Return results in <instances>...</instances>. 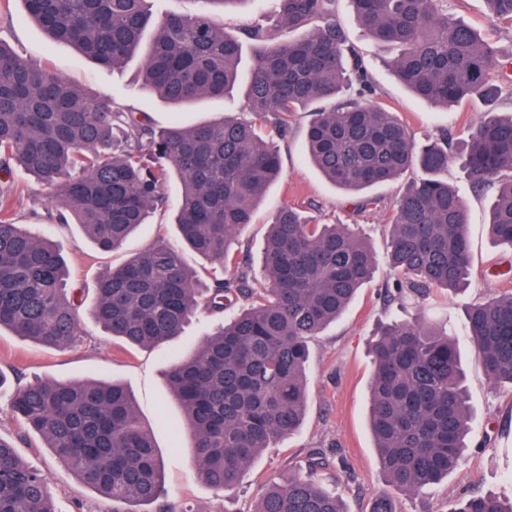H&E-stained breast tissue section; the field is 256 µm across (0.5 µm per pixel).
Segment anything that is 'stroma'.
<instances>
[{
	"label": "stroma",
	"instance_id": "obj_1",
	"mask_svg": "<svg viewBox=\"0 0 512 512\" xmlns=\"http://www.w3.org/2000/svg\"><path fill=\"white\" fill-rule=\"evenodd\" d=\"M448 7L480 31L512 74V27L490 23L483 0H448ZM336 21L364 57L377 101L396 112L416 141L448 131L460 145L484 112L512 115V95L507 93L491 108L478 99L448 109L423 103L396 78L392 67L395 50L380 46L364 32L349 0H338ZM0 39L32 63L52 68L84 90L135 107L159 126L174 120L192 123L222 114L247 115L245 99L238 93L190 107L163 102L142 87L138 63L113 71L98 67L72 47L49 39L28 19L22 0H0ZM310 121V113H296L287 138L278 140L283 177L270 187L253 224L238 236L237 250L247 256L252 272H260L269 217L281 207L293 206L322 223L350 225L371 244L377 265L371 281L361 288L349 309L311 343L308 406L299 431L265 449L237 486L220 491L198 479L183 413L165 384L166 370L197 347L213 328V319L200 314L167 347L126 348L112 342L89 313L88 304L100 275L145 249L158 233L175 237L172 209L156 210L121 249L102 253L79 225L52 222L48 214L53 205L46 192L34 178L16 174L21 191L16 206L18 223L57 244L72 282L84 290L85 304L79 309L84 340L71 349L56 351L1 330L0 371L27 382L104 378L122 383L141 418L154 427L165 472L159 501L172 512H182L186 507L191 512H254L267 484L286 480L291 472L305 471L310 453L316 450L330 460L321 479L342 496L347 512H369L372 498L389 489L369 426L373 371L369 342L382 323L392 319L410 321L422 314L445 330L460 350L472 430L463 466L419 493L397 494L398 512H448L453 501L472 493L492 492L503 500H512V384H495L487 379L473 353L466 322L467 307L485 300L492 291H512V245L494 239L488 226L493 191L473 188L460 163L449 166L448 181L462 197L468 215L471 272L467 289L452 297L437 293L419 306L389 301L395 279L386 259L393 204L416 173L411 170L406 176L374 187L371 194L378 198V205L362 207L361 197L337 189L305 159L302 145ZM0 437L16 439L19 453L48 473L57 512H112L111 501L83 487L44 448L39 437H23L4 396H0Z\"/></svg>",
	"mask_w": 512,
	"mask_h": 512
}]
</instances>
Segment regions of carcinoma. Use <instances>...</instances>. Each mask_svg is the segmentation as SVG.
Returning a JSON list of instances; mask_svg holds the SVG:
<instances>
[{"label": "carcinoma", "instance_id": "1", "mask_svg": "<svg viewBox=\"0 0 512 512\" xmlns=\"http://www.w3.org/2000/svg\"><path fill=\"white\" fill-rule=\"evenodd\" d=\"M51 39L104 69L140 60L145 89L173 105L222 99L241 83L242 45L257 41L244 87L247 111L279 136L309 112L304 149L330 183L347 192L420 175L396 199L388 262L403 276L398 294L425 299L460 291L470 274L467 212L448 182L462 159L478 189L495 187L490 228L512 245V118L482 117L457 155L448 138L416 143L384 103L336 23V0H276L275 27L305 31L266 41L261 25L231 35L214 14L256 0H194L187 13L152 14L153 0H22ZM360 26L399 48L398 79L435 105L480 96L495 101L498 66L480 32L448 12V0H350ZM488 20L512 24V0H484ZM49 193L60 224L80 225L103 252L120 249L149 214L173 207L178 240L163 237L101 275L94 321L130 346L156 348L181 336L202 311L215 330L166 372L185 414L198 478L238 484L270 444L300 427L307 404L310 342L335 322L371 279L376 255L347 224H321L293 207L272 218L262 255L268 285H257L232 251L255 209L282 177L279 152L251 120L219 117L157 127L112 97L80 90L0 40V330L43 347L78 345L81 289L57 247L15 222L14 167ZM181 192L170 202V175ZM189 249L229 279L202 284L184 260ZM248 304L224 318L231 298ZM475 357L493 383L512 384V291H494L467 308ZM369 423L381 469L396 492H415L457 470L470 433L464 373L448 334L417 317L384 325L371 344ZM10 407L86 488L116 504L158 499L164 467L151 425L128 390L99 380L18 383ZM329 466L320 452L309 473L273 484L255 512H346L311 472ZM48 474L28 465L0 437V512H55ZM369 512H397L391 493ZM448 512H512L492 494L469 495Z\"/></svg>", "mask_w": 512, "mask_h": 512}]
</instances>
